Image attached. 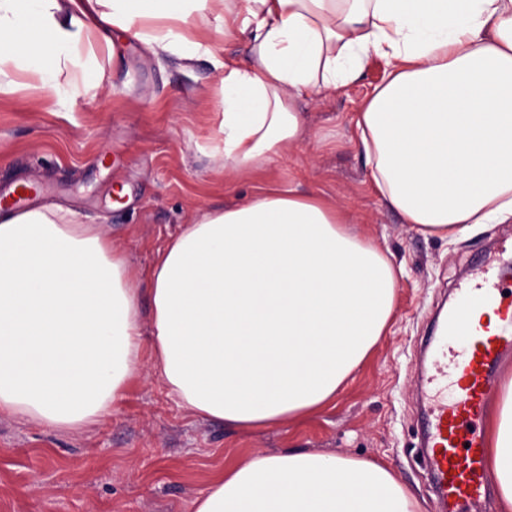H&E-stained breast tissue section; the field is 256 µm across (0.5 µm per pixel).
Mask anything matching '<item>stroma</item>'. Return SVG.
<instances>
[{
    "label": "stroma",
    "instance_id": "stroma-1",
    "mask_svg": "<svg viewBox=\"0 0 512 512\" xmlns=\"http://www.w3.org/2000/svg\"><path fill=\"white\" fill-rule=\"evenodd\" d=\"M103 60L109 85L69 103L22 91L0 96V197L36 182L45 201L100 224L130 262L156 250L202 210L250 199L263 181L325 193L403 268L392 324L371 357L325 409L251 435L190 416L150 368L95 424L60 432L0 414V512H194L211 479L256 453L288 450L385 463L428 512H438L422 457L420 348L477 258L512 260V223L448 242L405 224L371 181L358 140L362 103L384 84L369 56L357 79L305 101L300 143L265 175H227L210 156L222 107L204 57L184 65L134 39Z\"/></svg>",
    "mask_w": 512,
    "mask_h": 512
}]
</instances>
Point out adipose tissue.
Wrapping results in <instances>:
<instances>
[{"mask_svg":"<svg viewBox=\"0 0 512 512\" xmlns=\"http://www.w3.org/2000/svg\"><path fill=\"white\" fill-rule=\"evenodd\" d=\"M216 18L221 35L198 32ZM220 72L211 155L269 169L297 144V100L390 67L360 144L385 203L425 236L512 222V0H0V94L104 90L115 34ZM248 36V64L224 43ZM397 271L327 197L261 187L203 212L141 274L103 225L45 204L0 209V412L55 429L101 418L150 354L192 415L259 433L317 414L385 336ZM512 512V379L485 448ZM194 512H425L384 465L258 453L218 474Z\"/></svg>","mask_w":512,"mask_h":512,"instance_id":"ef3b65f1","label":"adipose tissue"}]
</instances>
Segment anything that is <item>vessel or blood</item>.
<instances>
[{
	"mask_svg": "<svg viewBox=\"0 0 512 512\" xmlns=\"http://www.w3.org/2000/svg\"><path fill=\"white\" fill-rule=\"evenodd\" d=\"M512 356V281L484 273L461 288L448 332L432 344L428 439L447 512H480L492 480L479 421Z\"/></svg>",
	"mask_w": 512,
	"mask_h": 512,
	"instance_id": "obj_1",
	"label": "vessel or blood"
}]
</instances>
